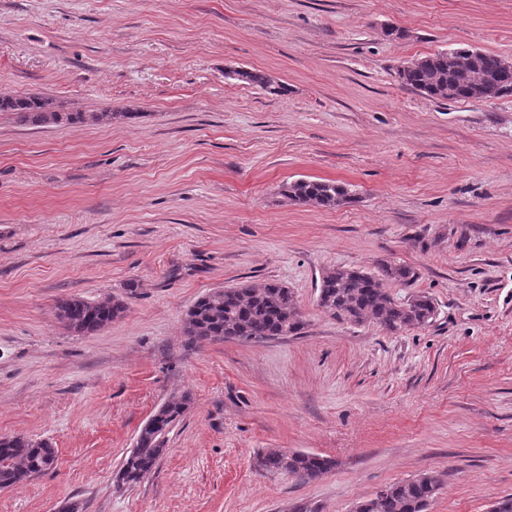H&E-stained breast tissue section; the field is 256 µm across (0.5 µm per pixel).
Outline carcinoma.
Wrapping results in <instances>:
<instances>
[{
  "mask_svg": "<svg viewBox=\"0 0 512 512\" xmlns=\"http://www.w3.org/2000/svg\"><path fill=\"white\" fill-rule=\"evenodd\" d=\"M438 52L398 71L400 82L430 98L455 100L479 98L480 85L491 82L497 97L512 95V68L501 66V57L471 47ZM235 80L255 85L270 95L284 96L288 87L260 70H239ZM0 114L23 125L107 124L116 119L133 121L138 112H61L52 99L41 95L0 96ZM288 199L303 205L336 208L354 201L348 188L327 180L301 179L284 187ZM417 274L407 265L384 262L374 272L356 267H336L320 280L317 301L328 314L343 323L361 326L373 323L396 334L427 325L433 320V299L421 292L400 299L388 285H413ZM57 317L77 334L95 332L119 317L124 301L112 297L92 302L81 297L58 299ZM304 327L292 291L274 281L222 288L200 297L188 310L185 335L190 342L232 339L256 342L297 335ZM187 396L161 404L139 429L135 447L125 456L117 473V483L133 487L159 463L166 451V436L188 410ZM56 461V451L47 442L24 436L0 437V489L18 486L48 471ZM336 466L328 457L309 452L267 451L255 459L260 473L286 474L301 481L322 477ZM442 480L427 472L386 486L373 498L358 502L353 512H427L439 494Z\"/></svg>",
  "mask_w": 512,
  "mask_h": 512,
  "instance_id": "carcinoma-1",
  "label": "carcinoma"
}]
</instances>
